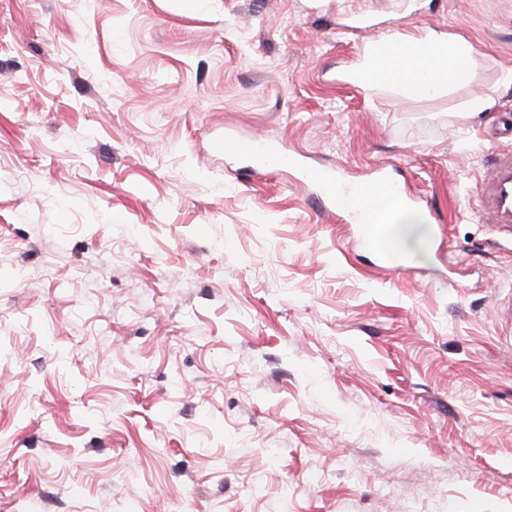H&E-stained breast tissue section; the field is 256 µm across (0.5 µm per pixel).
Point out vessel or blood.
I'll return each mask as SVG.
<instances>
[{
    "mask_svg": "<svg viewBox=\"0 0 512 512\" xmlns=\"http://www.w3.org/2000/svg\"><path fill=\"white\" fill-rule=\"evenodd\" d=\"M304 179L315 189L322 212L338 214L353 224L359 241L376 259H383V230L374 222L375 211L389 204L414 203L415 198L399 183L392 169H372L369 178L350 185L342 181L335 169L309 170ZM474 196L482 213L491 218L494 232L502 239H512V148L494 151L490 164L479 180Z\"/></svg>",
    "mask_w": 512,
    "mask_h": 512,
    "instance_id": "obj_1",
    "label": "vessel or blood"
}]
</instances>
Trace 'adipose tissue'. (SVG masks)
Wrapping results in <instances>:
<instances>
[{
  "mask_svg": "<svg viewBox=\"0 0 512 512\" xmlns=\"http://www.w3.org/2000/svg\"><path fill=\"white\" fill-rule=\"evenodd\" d=\"M395 52L404 64L395 72L373 76L372 70L386 52ZM474 50L465 40L435 31L395 34L367 44L363 61L344 75L345 81L372 89L392 88L411 96H436L473 77ZM382 243L393 259H400L404 243L418 242L420 217L406 206L392 204L379 216Z\"/></svg>",
  "mask_w": 512,
  "mask_h": 512,
  "instance_id": "1",
  "label": "adipose tissue"
}]
</instances>
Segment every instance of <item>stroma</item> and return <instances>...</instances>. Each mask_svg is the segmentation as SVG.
<instances>
[{"label":"stroma","instance_id":"stroma-1","mask_svg":"<svg viewBox=\"0 0 512 512\" xmlns=\"http://www.w3.org/2000/svg\"><path fill=\"white\" fill-rule=\"evenodd\" d=\"M422 28L469 84L339 80ZM504 121L512 0H0V512H512ZM224 135L400 169L413 272ZM474 196L483 215L491 217L494 232L512 243V148L496 150L478 181Z\"/></svg>","mask_w":512,"mask_h":512}]
</instances>
